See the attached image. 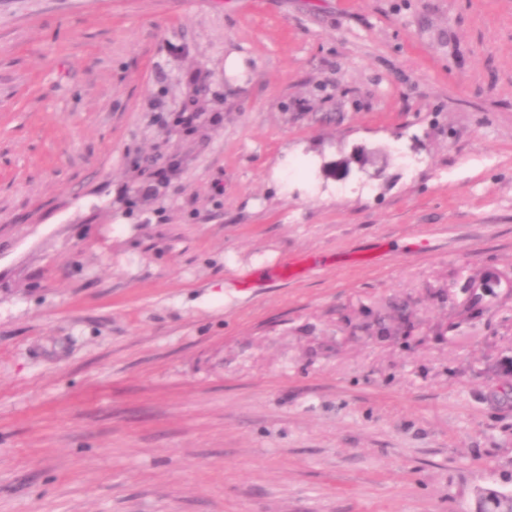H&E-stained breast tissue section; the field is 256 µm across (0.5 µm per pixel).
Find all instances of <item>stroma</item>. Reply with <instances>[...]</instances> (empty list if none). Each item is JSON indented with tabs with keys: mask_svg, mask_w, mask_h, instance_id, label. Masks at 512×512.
<instances>
[{
	"mask_svg": "<svg viewBox=\"0 0 512 512\" xmlns=\"http://www.w3.org/2000/svg\"><path fill=\"white\" fill-rule=\"evenodd\" d=\"M486 487L512 490V0H0V512Z\"/></svg>",
	"mask_w": 512,
	"mask_h": 512,
	"instance_id": "obj_1",
	"label": "stroma"
}]
</instances>
